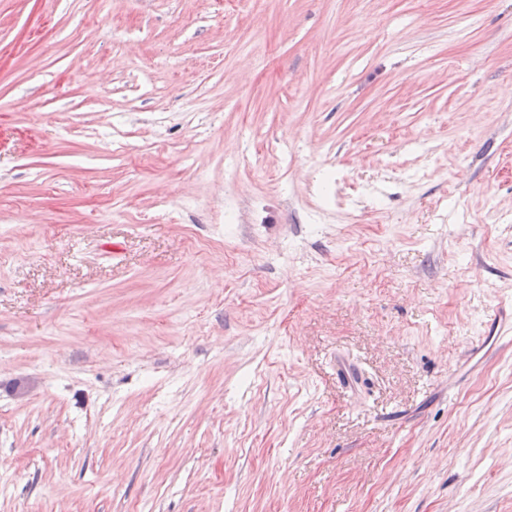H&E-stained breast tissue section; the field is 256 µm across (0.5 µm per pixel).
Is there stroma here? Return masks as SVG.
<instances>
[{
	"label": "stroma",
	"instance_id": "1",
	"mask_svg": "<svg viewBox=\"0 0 512 512\" xmlns=\"http://www.w3.org/2000/svg\"><path fill=\"white\" fill-rule=\"evenodd\" d=\"M505 304L512 0H0V512H512Z\"/></svg>",
	"mask_w": 512,
	"mask_h": 512
}]
</instances>
